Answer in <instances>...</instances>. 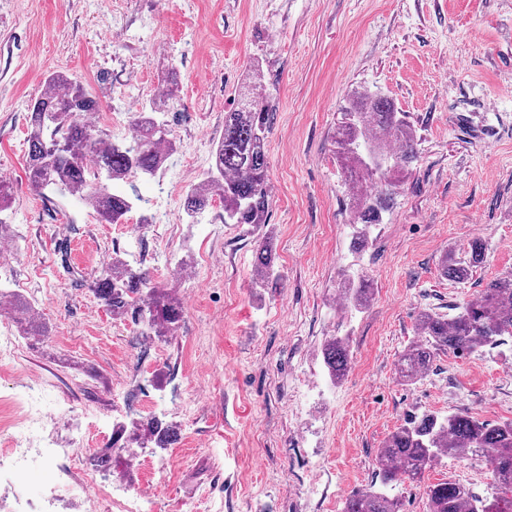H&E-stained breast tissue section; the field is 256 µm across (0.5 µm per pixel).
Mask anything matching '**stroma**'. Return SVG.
I'll list each match as a JSON object with an SVG mask.
<instances>
[{
    "mask_svg": "<svg viewBox=\"0 0 512 512\" xmlns=\"http://www.w3.org/2000/svg\"><path fill=\"white\" fill-rule=\"evenodd\" d=\"M256 63L278 112L266 222L225 223L216 200L191 223L184 194L211 166ZM172 66L185 106L160 120L174 150L156 177L121 184L140 197L125 221L31 189L27 115L48 75L96 94L98 129L121 142L130 103L149 106ZM366 90L406 113L419 158L357 251L333 141ZM465 91L484 94L488 109L461 116ZM0 184L12 192L10 286L45 328L16 336L17 364L0 367V424L41 384L51 416L31 439L57 452L83 445L89 471L113 439L132 446L135 461L102 476L117 494L146 490L141 512H341L408 415L512 419L511 345L441 356L413 385L396 373L422 310L454 314L512 269V0H0ZM268 235L281 288L253 285ZM475 238L484 263L463 284L444 276L445 256H464ZM116 259L178 300L176 332L151 335L147 315L114 317L97 298L95 280ZM361 275L371 303L337 309L346 280ZM329 336L350 339L336 384L321 353ZM153 417L172 429L166 446L141 435ZM468 469L482 477L467 487L490 496L481 456L439 459L394 494L405 512H426L427 486ZM57 486L49 464L20 481L2 474L0 512Z\"/></svg>",
    "mask_w": 512,
    "mask_h": 512,
    "instance_id": "35a3bbf8",
    "label": "stroma"
}]
</instances>
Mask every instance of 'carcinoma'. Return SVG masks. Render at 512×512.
Instances as JSON below:
<instances>
[{
	"label": "carcinoma",
	"mask_w": 512,
	"mask_h": 512,
	"mask_svg": "<svg viewBox=\"0 0 512 512\" xmlns=\"http://www.w3.org/2000/svg\"><path fill=\"white\" fill-rule=\"evenodd\" d=\"M262 79L260 68L254 67L252 81L236 107L224 113V136L214 151L211 169L186 192L183 207L189 218L204 213L218 197L224 201V223H265L270 204L265 147L278 113ZM178 92L179 75L173 69L163 80L162 93L149 107L133 113L132 139L117 144L88 121L90 114L100 110L94 96L63 74L48 77L28 115L25 166L31 186L42 195L49 190L76 196L104 221L120 223L140 197L117 193L111 184L132 175L153 177L162 169L172 142L167 133L157 130L158 114L181 105ZM343 116L335 141L336 156L345 161L343 175L348 182L369 184L354 195L350 223L379 224L400 186L399 174L418 159L416 132L379 93L360 94ZM357 144L385 151L391 168L374 170L355 149ZM485 250L482 240H472L465 257L448 255L444 274L458 283L467 281L472 269L483 262ZM255 277L259 288L281 284L267 241L257 245ZM95 291L114 315L148 309L157 336L167 335L181 318L180 308L151 285L148 272L121 261L101 271ZM370 292L363 280L358 287L345 289L355 307L364 305ZM0 305L11 309L23 333L44 332L33 307L18 292L0 288ZM418 331L420 340L399 360L400 377L409 384L422 380L448 351L470 355L504 344L512 338V271L490 281L451 316L421 312ZM323 356L332 380L343 378L350 364L348 339H326ZM487 451L498 491L493 500L448 479L427 490V512H512V420L491 425L467 414L433 412L406 420L388 436L376 458V482L352 492L343 512H400V501L389 489L420 479L442 456H482Z\"/></svg>",
	"instance_id": "1"
}]
</instances>
